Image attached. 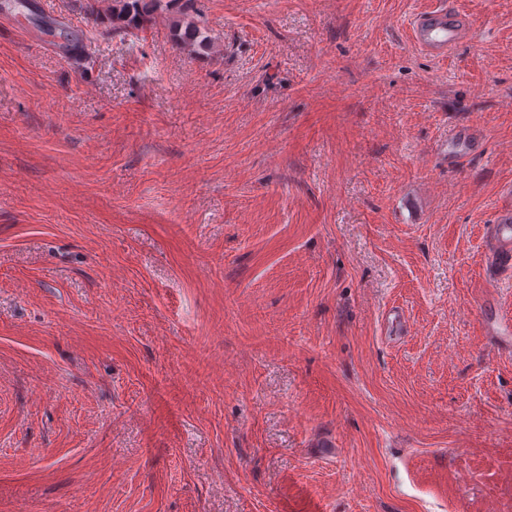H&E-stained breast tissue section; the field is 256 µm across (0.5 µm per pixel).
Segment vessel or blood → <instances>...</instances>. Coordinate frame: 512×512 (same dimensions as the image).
<instances>
[{
  "instance_id": "vessel-or-blood-1",
  "label": "vessel or blood",
  "mask_w": 512,
  "mask_h": 512,
  "mask_svg": "<svg viewBox=\"0 0 512 512\" xmlns=\"http://www.w3.org/2000/svg\"><path fill=\"white\" fill-rule=\"evenodd\" d=\"M413 42L426 53L447 57L467 37L461 14L447 0L417 14L410 24ZM486 255L491 281L512 273V209L499 213L486 230Z\"/></svg>"
}]
</instances>
